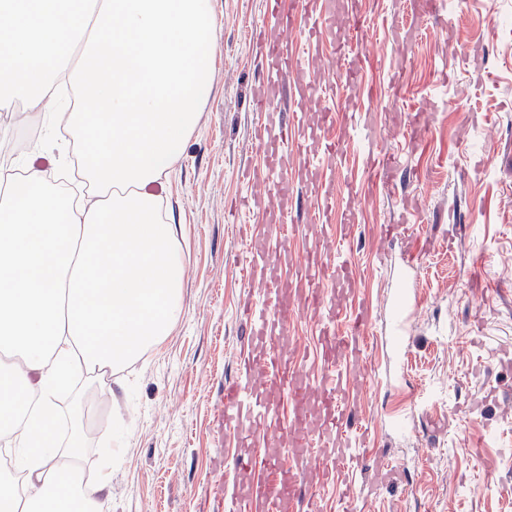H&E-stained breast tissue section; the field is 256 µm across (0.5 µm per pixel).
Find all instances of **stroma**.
I'll return each mask as SVG.
<instances>
[{
	"label": "stroma",
	"instance_id": "obj_1",
	"mask_svg": "<svg viewBox=\"0 0 512 512\" xmlns=\"http://www.w3.org/2000/svg\"><path fill=\"white\" fill-rule=\"evenodd\" d=\"M418 3L332 0L334 28L302 58L311 92L288 108L311 128L326 108L368 114L377 148L398 152L410 170L365 190L351 128L331 132L350 143L332 202L340 214L357 208L343 235L351 296L365 303L370 324L357 355L365 380L355 392L356 437L405 476L369 490L365 512H512V0H445L433 18ZM212 8L211 92L157 196L185 267L182 315L157 347L117 374L83 375L59 405L62 432L80 436L83 469L110 474L106 512H224V458L237 448L224 426V383L240 372L247 239L265 222L262 211L233 203L264 164L248 103L266 70L250 45L266 2L212 0ZM356 14L372 25L375 56L351 82L341 39ZM433 93L436 118L416 128L413 117ZM20 138L27 144L16 169L44 158L52 180L80 156V144L57 136L41 112L20 113L0 148ZM407 207L412 221L402 230ZM337 237H287L280 250L290 263H270L266 277L305 288L303 257ZM380 252L384 273L373 265ZM401 289L418 312L406 324L402 376L386 383L379 367ZM288 336L292 353L321 374L316 322L298 314ZM410 414L414 428L397 431L393 420Z\"/></svg>",
	"mask_w": 512,
	"mask_h": 512
}]
</instances>
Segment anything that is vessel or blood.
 Segmentation results:
<instances>
[{
	"instance_id": "vessel-or-blood-1",
	"label": "vessel or blood",
	"mask_w": 512,
	"mask_h": 512,
	"mask_svg": "<svg viewBox=\"0 0 512 512\" xmlns=\"http://www.w3.org/2000/svg\"><path fill=\"white\" fill-rule=\"evenodd\" d=\"M332 23L331 4L321 0L319 12L309 26H302L295 14L276 13L270 22L257 24L254 46L266 60L277 62L276 71L260 76L252 90V110L257 118L255 141L267 157V164L257 175L267 197L272 200L266 213L267 223L253 233L248 252L254 262L262 263L275 254L289 224L288 181L296 171L328 172L330 181L342 178L335 165L347 149L345 142L326 141L317 132L300 122L297 113L281 115L277 106L289 91L302 85L299 58L288 55V46L300 37L305 28L318 31ZM366 23L352 18L349 31L356 34V48L348 58L347 68L354 71L369 64L373 52L363 40ZM369 178L401 165L399 155L382 152L371 142H364ZM307 288L299 299L301 309L320 314L321 343L325 355L322 377L310 375L304 364L283 352L288 342V321L292 310L282 284L265 282L254 290L249 303L248 331L242 339L247 350L244 373L238 381L224 386V423L243 439L281 431V441L265 450L267 467H279L289 456L299 466L298 471L282 475L280 480L267 482L252 478L242 484L241 473L253 470L254 460L249 453H238L225 462V512H240L249 504L252 512H316L315 500L308 496V472L329 478L348 465L365 464V449L356 446L348 436L346 426L354 416L357 403L350 390L363 382V368L351 360L349 353L361 346L368 333V321L363 316L348 318L345 295L350 283L348 248L337 245L319 250L306 258ZM279 386L288 395L291 416L280 422L279 406L268 396L272 386Z\"/></svg>"
}]
</instances>
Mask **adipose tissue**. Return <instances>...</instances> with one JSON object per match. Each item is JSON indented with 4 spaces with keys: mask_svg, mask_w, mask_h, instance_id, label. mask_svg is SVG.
Here are the masks:
<instances>
[{
    "mask_svg": "<svg viewBox=\"0 0 512 512\" xmlns=\"http://www.w3.org/2000/svg\"><path fill=\"white\" fill-rule=\"evenodd\" d=\"M212 0H0V110L51 113L84 144L93 205L41 170L0 177V431L22 483L0 512H102L109 477L76 481L54 394L73 358L112 370L182 313L184 265L150 185L180 158L209 92Z\"/></svg>",
    "mask_w": 512,
    "mask_h": 512,
    "instance_id": "adipose-tissue-1",
    "label": "adipose tissue"
}]
</instances>
